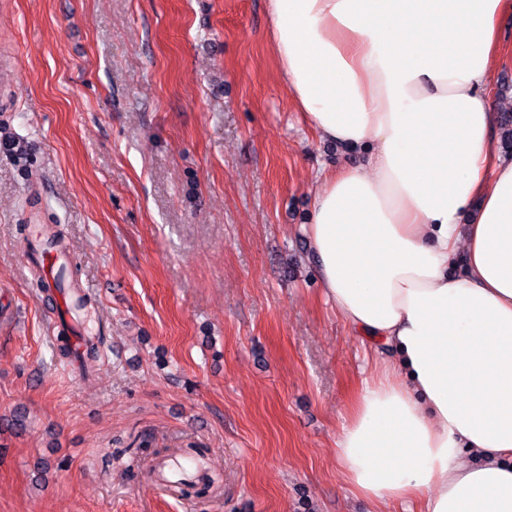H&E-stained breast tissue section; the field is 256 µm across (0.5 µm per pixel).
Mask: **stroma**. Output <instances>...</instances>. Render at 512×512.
Segmentation results:
<instances>
[{"mask_svg": "<svg viewBox=\"0 0 512 512\" xmlns=\"http://www.w3.org/2000/svg\"><path fill=\"white\" fill-rule=\"evenodd\" d=\"M0 512H403L354 494L336 434L392 352L326 302L319 171L267 0H0ZM62 225L104 357L55 355L32 272ZM194 447L218 494L149 468Z\"/></svg>", "mask_w": 512, "mask_h": 512, "instance_id": "obj_1", "label": "stroma"}]
</instances>
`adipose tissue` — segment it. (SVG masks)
Listing matches in <instances>:
<instances>
[{
	"label": "adipose tissue",
	"mask_w": 512,
	"mask_h": 512,
	"mask_svg": "<svg viewBox=\"0 0 512 512\" xmlns=\"http://www.w3.org/2000/svg\"><path fill=\"white\" fill-rule=\"evenodd\" d=\"M268 13L298 111L367 155L319 174L305 229L325 298L397 354L336 436L348 484L419 512H512V160L487 93L512 0H268Z\"/></svg>",
	"instance_id": "ef3b65f1"
}]
</instances>
